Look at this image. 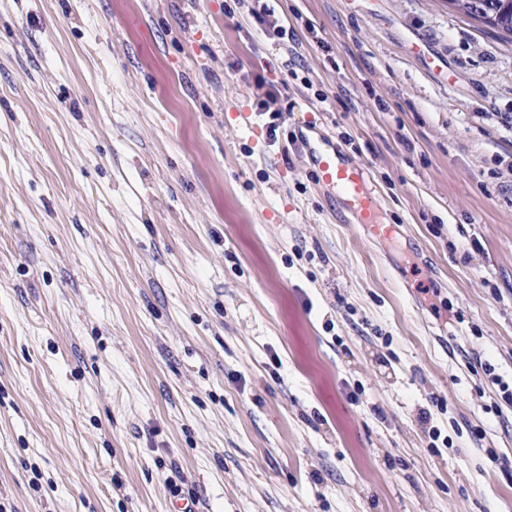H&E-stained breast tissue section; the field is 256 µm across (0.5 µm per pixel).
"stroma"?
Listing matches in <instances>:
<instances>
[{
	"label": "stroma",
	"instance_id": "1",
	"mask_svg": "<svg viewBox=\"0 0 512 512\" xmlns=\"http://www.w3.org/2000/svg\"><path fill=\"white\" fill-rule=\"evenodd\" d=\"M507 388L512 36L448 0H0V512H512ZM318 135L320 145L312 151L317 181L333 190L355 224H361L375 236L387 237L390 228L378 224L379 206L366 167L349 160L328 138Z\"/></svg>",
	"mask_w": 512,
	"mask_h": 512
}]
</instances>
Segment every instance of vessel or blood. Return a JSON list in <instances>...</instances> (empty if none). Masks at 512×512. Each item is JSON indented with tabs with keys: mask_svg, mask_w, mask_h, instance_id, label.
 Here are the masks:
<instances>
[{
	"mask_svg": "<svg viewBox=\"0 0 512 512\" xmlns=\"http://www.w3.org/2000/svg\"><path fill=\"white\" fill-rule=\"evenodd\" d=\"M312 158L317 181L333 190L355 223L375 236H388L389 227L377 221L379 206L366 167L346 158L325 137L313 149Z\"/></svg>",
	"mask_w": 512,
	"mask_h": 512,
	"instance_id": "1",
	"label": "vessel or blood"
}]
</instances>
